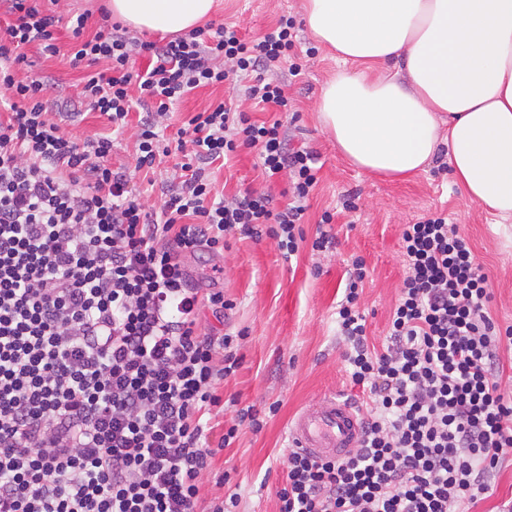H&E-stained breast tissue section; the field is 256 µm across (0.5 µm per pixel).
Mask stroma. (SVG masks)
Masks as SVG:
<instances>
[{
  "mask_svg": "<svg viewBox=\"0 0 512 512\" xmlns=\"http://www.w3.org/2000/svg\"><path fill=\"white\" fill-rule=\"evenodd\" d=\"M303 0H218L211 15L217 23H236L251 38L276 25L281 16L292 17L298 30L295 51L302 66L299 75L287 67L271 71L294 99L296 116L287 125L291 146H305L319 155L318 183L311 193L301 228L306 241L296 257L284 260L275 240H254L243 235L228 239L218 254L189 256L185 262L200 294L223 290L235 303L223 320L202 310L199 327L208 334H223L226 327L244 333L240 341V366L224 383L221 426H238L235 441L216 455L211 472L202 477V503L231 492L240 497V512H278L276 492L286 476L288 423L292 417L333 393L361 404V388L353 386L346 372V346L336 332V307L343 297L350 260L365 261L368 279L361 299L367 319L368 340L382 344L390 313L403 279L401 233L430 213L447 215L459 225L472 252L489 278V312L502 327L512 325V221L498 223L495 216L469 202L453 183L445 150H438L427 170L404 180L368 175L352 166L336 149L332 137L320 126L317 104L325 84L338 64L332 54L311 39L302 10ZM60 55L43 54L38 46L25 47L27 64L18 79L48 77L61 85L49 90L56 112L74 113L63 130L82 139L111 132L99 113L82 103L79 92L83 70L70 68L64 58L73 40L66 27L56 31ZM238 92L224 84L192 92L177 106L170 124L179 128L207 103L236 98ZM114 136L113 166L130 170L139 199L146 209H158L161 190L176 182V156L158 157L152 179L136 168L135 140L130 133ZM253 150L241 149L224 166L213 169L217 191L233 196L246 188L269 187L281 195L286 178L265 183L255 166ZM353 210H345V201ZM334 219L322 225L324 212ZM327 230L334 245L313 251L310 245L319 230ZM276 414H269L271 404ZM250 407L265 413V425L255 432L238 424L239 410ZM225 473L216 485L215 472Z\"/></svg>",
  "mask_w": 512,
  "mask_h": 512,
  "instance_id": "1",
  "label": "stroma"
}]
</instances>
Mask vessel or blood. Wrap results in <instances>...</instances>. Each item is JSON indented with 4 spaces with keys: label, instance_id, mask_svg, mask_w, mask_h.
I'll return each mask as SVG.
<instances>
[{
    "label": "vessel or blood",
    "instance_id": "b4317fda",
    "mask_svg": "<svg viewBox=\"0 0 512 512\" xmlns=\"http://www.w3.org/2000/svg\"><path fill=\"white\" fill-rule=\"evenodd\" d=\"M361 419L355 407L328 394L301 411L289 426V445L317 458H341L358 446Z\"/></svg>",
    "mask_w": 512,
    "mask_h": 512
}]
</instances>
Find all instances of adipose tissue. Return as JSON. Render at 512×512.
Returning a JSON list of instances; mask_svg holds the SVG:
<instances>
[{
	"instance_id": "obj_1",
	"label": "adipose tissue",
	"mask_w": 512,
	"mask_h": 512,
	"mask_svg": "<svg viewBox=\"0 0 512 512\" xmlns=\"http://www.w3.org/2000/svg\"><path fill=\"white\" fill-rule=\"evenodd\" d=\"M214 0H109L113 18L180 33ZM341 68L321 124L353 165L407 177L447 147L455 185L512 220V0H305Z\"/></svg>"
}]
</instances>
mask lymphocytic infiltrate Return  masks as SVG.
Listing matches in <instances>:
<instances>
[{"mask_svg":"<svg viewBox=\"0 0 512 512\" xmlns=\"http://www.w3.org/2000/svg\"><path fill=\"white\" fill-rule=\"evenodd\" d=\"M0 28V512H199L200 480L237 427L214 436L221 387L239 365L238 335L198 329L202 309L223 319V291L200 294L185 259L227 246L228 234L268 235L284 258L306 242L300 223L317 157L288 148L281 121L252 122L226 102L196 112L174 137L162 131L191 91L245 83L253 106L291 109L269 68L291 63L292 18L249 40L208 23L165 44L112 24L85 36L69 19L81 97L115 130L133 108L137 169L177 155L179 183L146 211L112 139L77 140L49 112L47 84L16 66L36 45L57 55L59 16L35 0H7ZM148 56L146 70L133 59ZM256 149L267 177L288 175L275 206L253 189L215 192L208 166ZM404 276L382 346L367 341L358 307L364 262L354 258L336 314L347 372L364 395L358 448L336 459L288 452L278 512H470L512 457V398L500 391V351L486 273L446 217L405 225Z\"/></svg>","mask_w":512,"mask_h":512,"instance_id":"f902f5d3","label":"lymphocytic infiltrate"}]
</instances>
